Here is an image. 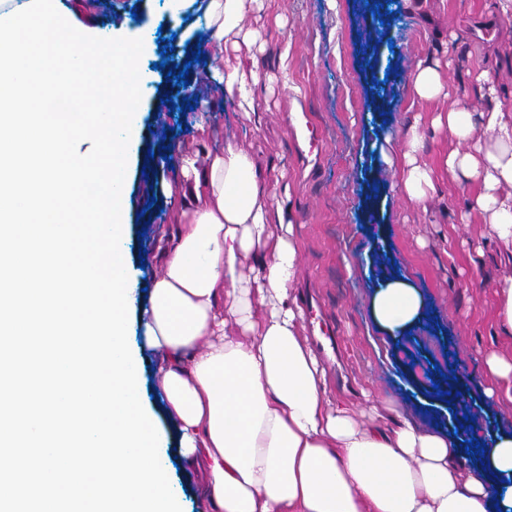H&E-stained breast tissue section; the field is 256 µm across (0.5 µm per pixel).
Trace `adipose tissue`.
I'll list each match as a JSON object with an SVG mask.
<instances>
[{"label":"adipose tissue","mask_w":512,"mask_h":512,"mask_svg":"<svg viewBox=\"0 0 512 512\" xmlns=\"http://www.w3.org/2000/svg\"><path fill=\"white\" fill-rule=\"evenodd\" d=\"M244 2L209 0L204 48L250 113L256 79L244 60L224 64L227 43L242 33ZM432 126L455 136L442 165L477 184L476 210L512 263V113L454 105ZM481 127L494 133V148L478 137ZM385 142L402 193L425 202L436 183L417 162V130ZM181 169L190 217L159 249L162 271L142 326L162 354L159 387L179 423L182 454L201 462L215 512H488L495 502L512 512V434L489 435L486 456L499 483L480 470L462 478L452 436L426 430L398 406H389L386 422L367 424L353 403L332 400L290 304L294 227L270 208L253 156L228 141L205 168L185 156ZM422 306L416 288L394 280L376 291L372 314L395 332Z\"/></svg>","instance_id":"1"}]
</instances>
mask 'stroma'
I'll list each match as a JSON object with an SVG mask.
<instances>
[{
	"label": "stroma",
	"mask_w": 512,
	"mask_h": 512,
	"mask_svg": "<svg viewBox=\"0 0 512 512\" xmlns=\"http://www.w3.org/2000/svg\"><path fill=\"white\" fill-rule=\"evenodd\" d=\"M74 24L108 26L114 36L142 39L151 81L143 92L140 137L130 161L126 203L128 247L139 273L136 306L146 305L159 272V239L183 208L179 169L166 167L163 146L208 155L236 139L269 170L282 207L302 245L295 295L312 290L339 344L327 367L332 396L397 405L423 428L452 430L463 441L486 442L493 430L512 431V404L491 402L501 387L484 359L512 356V343L494 336L495 288L512 276L481 219L459 213L474 203L476 187L441 177L434 200L403 196L380 146L387 131L420 125L418 157L433 169L456 145L448 129L430 131L433 104L414 100L410 78L418 64L437 67L449 103L475 112L512 113V18L493 13L492 0H272L244 4L243 31L259 60L256 111L245 114L223 90L208 57H197L202 10L197 0H59ZM187 70L195 102L208 104L209 137L196 130L199 112L175 109L174 75ZM486 74L500 90L484 94L475 77ZM308 112L321 133L322 154L307 155L288 117ZM407 280L423 298L413 326L390 333L374 322L377 287ZM381 349H374V341ZM142 396L158 417L168 475L184 512H211L201 472L179 453L178 432L158 387L159 354L145 347L139 327ZM449 394H440L441 385Z\"/></svg>",
	"instance_id": "stroma-1"
}]
</instances>
